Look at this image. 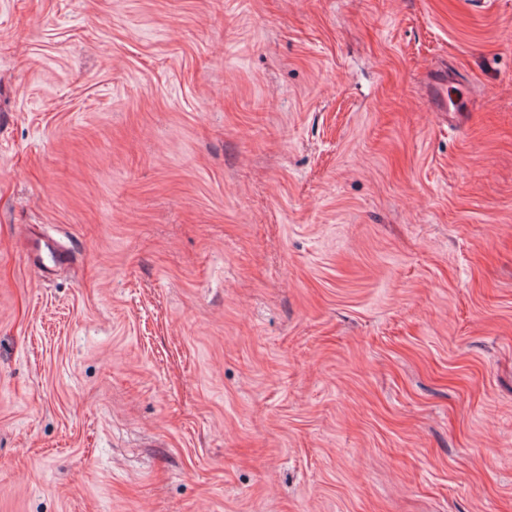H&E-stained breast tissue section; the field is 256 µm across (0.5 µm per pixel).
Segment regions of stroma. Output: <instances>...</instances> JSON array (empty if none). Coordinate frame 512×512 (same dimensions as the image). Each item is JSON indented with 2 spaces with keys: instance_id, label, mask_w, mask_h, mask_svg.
Listing matches in <instances>:
<instances>
[{
  "instance_id": "stroma-1",
  "label": "stroma",
  "mask_w": 512,
  "mask_h": 512,
  "mask_svg": "<svg viewBox=\"0 0 512 512\" xmlns=\"http://www.w3.org/2000/svg\"><path fill=\"white\" fill-rule=\"evenodd\" d=\"M0 512H512V0H0ZM29 248L38 259V266H36V273L42 276L46 269H49L48 264L51 262L53 265L62 260V254L57 242L47 237H33L29 240Z\"/></svg>"
}]
</instances>
